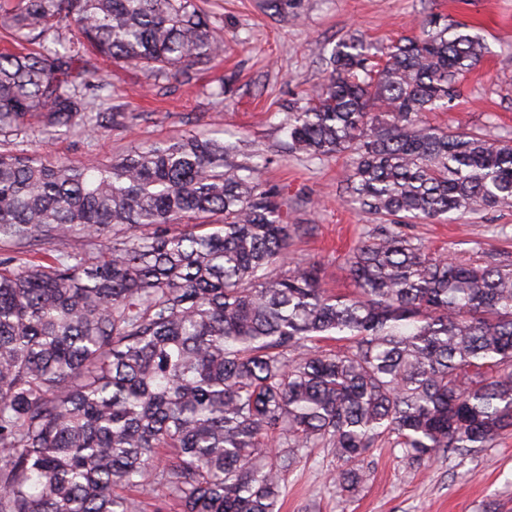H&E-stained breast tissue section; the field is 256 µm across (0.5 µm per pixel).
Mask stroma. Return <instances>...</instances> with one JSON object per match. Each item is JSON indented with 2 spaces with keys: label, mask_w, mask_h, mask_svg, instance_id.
I'll list each match as a JSON object with an SVG mask.
<instances>
[{
  "label": "stroma",
  "mask_w": 512,
  "mask_h": 512,
  "mask_svg": "<svg viewBox=\"0 0 512 512\" xmlns=\"http://www.w3.org/2000/svg\"><path fill=\"white\" fill-rule=\"evenodd\" d=\"M224 54L188 75L156 83L144 70L94 60L98 78L111 81L112 102L129 115L126 126L100 136L34 134L26 148L47 162L109 161L147 143L203 133L269 157L262 181L282 189L291 220L312 224L296 238L295 260H315L324 286L349 292L343 255L361 238L372 216L348 206L342 191L345 158L308 159L290 153L284 127L290 112L315 96L339 42L363 38L373 49L417 32L432 15L484 38L483 62L462 82L445 112L426 122L512 137V0H302L298 16H269L263 0H219ZM429 249L482 255L512 263V208L466 215L455 223L411 225ZM367 482L341 491L332 477L342 466L329 448H315L286 475L281 512H482L497 501L512 512V435L467 455L416 464L382 440L366 453Z\"/></svg>",
  "instance_id": "35a3bbf8"
}]
</instances>
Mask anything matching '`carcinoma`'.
Masks as SVG:
<instances>
[{"label":"carcinoma","instance_id":"1","mask_svg":"<svg viewBox=\"0 0 512 512\" xmlns=\"http://www.w3.org/2000/svg\"><path fill=\"white\" fill-rule=\"evenodd\" d=\"M0 28V512H279L310 448L351 492L386 437L420 464L512 434V263L405 232L512 207L511 138L423 121L481 37L430 18L376 62L352 38L288 113V149L350 155L346 201L376 220L337 295L290 258L313 226L232 144L77 164L23 148L125 125L90 53L159 81L224 52L197 0H0Z\"/></svg>","mask_w":512,"mask_h":512}]
</instances>
